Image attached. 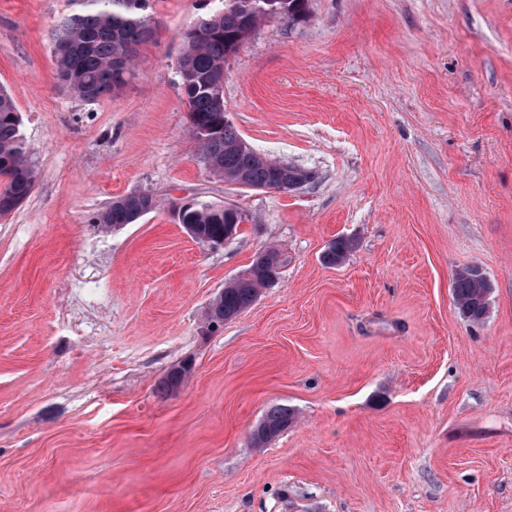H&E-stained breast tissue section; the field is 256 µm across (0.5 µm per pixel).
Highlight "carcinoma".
<instances>
[{
	"mask_svg": "<svg viewBox=\"0 0 512 512\" xmlns=\"http://www.w3.org/2000/svg\"><path fill=\"white\" fill-rule=\"evenodd\" d=\"M72 10L53 29L52 41L58 84L79 98L94 102L122 89L134 74L139 47L152 40L150 0H70ZM205 12L184 34L179 78L189 118V130L201 148L209 171L252 190L271 188L278 180L302 183L311 173L302 167H277L252 148L230 122L224 121V68L228 58L262 21L282 18L298 22L308 12V0H205ZM21 120L11 95L0 88V216L16 210L35 185V166L20 133ZM149 195L127 194L113 200L93 218L107 227L134 224L144 210H152ZM180 223L194 224L200 235L224 237L234 212L193 204ZM353 249L347 238L332 240L322 255L330 266L345 262ZM266 279L254 266L224 285V298L212 301L205 320L217 327L239 316L258 298ZM491 285L476 265L459 269L453 277V299L459 313L472 323L488 314ZM295 420L286 406L271 408L253 429V447L264 445Z\"/></svg>",
	"mask_w": 512,
	"mask_h": 512,
	"instance_id": "cac0c4a2",
	"label": "carcinoma"
}]
</instances>
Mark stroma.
<instances>
[{"label": "stroma", "mask_w": 512, "mask_h": 512, "mask_svg": "<svg viewBox=\"0 0 512 512\" xmlns=\"http://www.w3.org/2000/svg\"><path fill=\"white\" fill-rule=\"evenodd\" d=\"M226 62L224 110L293 192L213 175L179 88L199 0H155L133 79L59 88L68 0H0L37 181L0 217V512H512V0H309ZM156 201L104 232L113 199ZM235 207L226 245L175 200ZM350 239L341 265L329 242ZM279 282L203 315L263 246ZM492 285L481 324L455 272ZM192 374L166 390L183 360ZM284 405L296 423L251 433ZM353 249V243L347 238H336L332 240L322 255V261L326 265H341L347 259ZM453 299L459 313L472 323L483 322L488 314L491 285L476 265L459 269L453 277ZM294 420L295 414L292 409L286 406L271 408L251 433L253 447H264L267 442L286 430Z\"/></svg>", "instance_id": "35a3bbf8"}]
</instances>
